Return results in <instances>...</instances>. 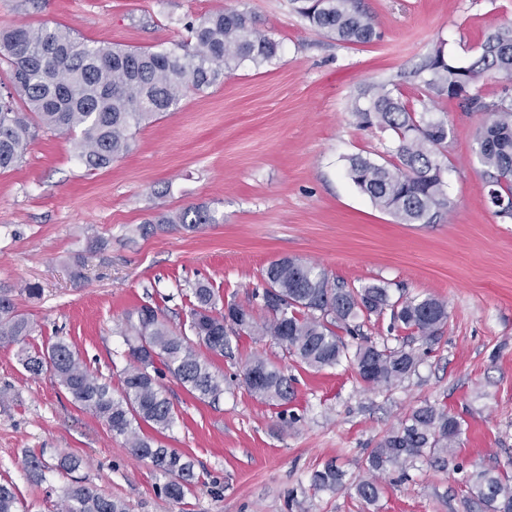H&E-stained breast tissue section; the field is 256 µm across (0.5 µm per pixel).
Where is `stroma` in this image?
Listing matches in <instances>:
<instances>
[{
	"label": "stroma",
	"mask_w": 512,
	"mask_h": 512,
	"mask_svg": "<svg viewBox=\"0 0 512 512\" xmlns=\"http://www.w3.org/2000/svg\"><path fill=\"white\" fill-rule=\"evenodd\" d=\"M379 34L345 44L312 28L296 0H0V29L63 25L86 43L194 50L187 26L234 9L251 14L280 47L259 65L225 71L221 83L188 91L176 109L136 131L130 152L87 171L65 135L42 133L19 165L0 173V289L33 325L28 347L72 345L120 392L128 365L117 332L150 305L185 323L196 283L267 316L256 291L273 259L292 256L349 286L382 280L393 294L448 303L439 339L418 345L421 363L391 389L361 381L354 365L313 370L270 339L233 337L232 349L200 356L224 378L219 402L195 399L171 374L159 381L177 412L162 438L189 455L200 479L182 501L137 459L124 437L76 408L49 376L26 372L16 346L0 345V480L25 512H57L60 454L78 475L129 512H488L465 509L462 477L479 468L512 474V221L493 213L475 152L485 116L441 102L447 122L443 177L454 202L432 224H399L347 176L349 157H386L388 135L356 126L351 105L367 83L398 85L418 106L407 75L435 48L469 60L486 35L512 25V0H361ZM203 206L215 223L154 224L158 212ZM39 285L29 297L26 285ZM264 355L294 380L285 425L276 407L240 378ZM429 402L463 422L447 463L388 472L377 504L350 491L313 490L310 477L335 461L358 477L367 452L413 408ZM48 468L30 475L26 455Z\"/></svg>",
	"instance_id": "35a3bbf8"
}]
</instances>
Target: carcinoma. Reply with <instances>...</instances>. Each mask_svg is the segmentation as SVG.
Here are the masks:
<instances>
[{"label": "carcinoma", "instance_id": "cac0c4a2", "mask_svg": "<svg viewBox=\"0 0 512 512\" xmlns=\"http://www.w3.org/2000/svg\"><path fill=\"white\" fill-rule=\"evenodd\" d=\"M311 26L344 43H368L377 38L374 19L358 0H313L301 8ZM194 52L125 49L88 44L63 26L17 25L0 30V64L8 67L9 87L0 93V172L16 167L38 132H66L74 136L77 157L92 172L108 168L128 153L134 133L146 122L177 106L189 90L217 84L224 70L245 61L256 65L276 56L279 43L244 12L222 10L190 25ZM495 72L512 80V25L487 35L467 62L449 60L438 47L410 73L422 89L421 110L412 108L396 88L371 83L360 88L351 112L359 127L376 126L390 135L394 147L380 161L361 155L349 159L347 175L372 204L399 224H432L453 201L441 178L439 157L448 147V126L431 121L428 104L459 101L487 120L476 133V152L488 186L489 200L512 201V95L487 101L469 92L472 77ZM203 206L161 214L155 224H211ZM264 307L269 317L259 322L240 303L216 310L212 288L193 289L188 330L172 328L154 307L129 314L120 328L133 361L123 371V388L112 395L109 383L92 372L69 343L58 340L45 350L23 346L32 326L17 312L11 292L0 291V344H18V359L33 376L49 375L71 401L126 438L133 454L151 463L166 482L161 492L181 500L197 480L194 461L186 454L158 444L142 434L146 428L162 434L171 428L176 412L158 382L167 370L198 400L216 401L224 394V379L210 369L195 344L224 355L228 336L270 338L289 356L320 370L343 362L356 366L361 380L372 388L389 389L415 373L419 357L408 344L417 337L438 340L448 321V304L433 296H393L390 285L378 281L347 288L328 274L297 258L284 257L262 273ZM274 291L278 303L268 301ZM389 317V329L402 334L400 345L364 343L352 349L341 338L359 334L364 322ZM245 368L256 379L245 381L252 396L275 407L294 396L292 379L267 359L255 356ZM462 421L444 408L425 402L411 410L398 427L371 449L362 468L368 476L350 484L335 461L311 475L316 491L345 487L368 505L378 503L377 474L402 472L418 462L442 463L455 454ZM80 458L62 454L56 469L70 476L60 496L61 512H128L127 505L106 497L74 476ZM468 501L492 512H512V477L493 469L473 471L463 478ZM0 512H19L15 487L0 482Z\"/></svg>", "mask_w": 512, "mask_h": 512}]
</instances>
